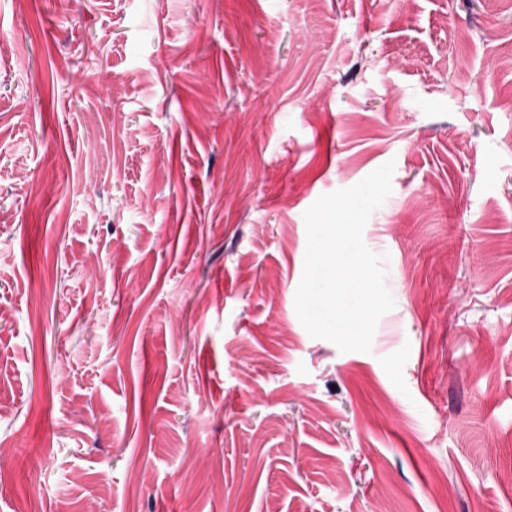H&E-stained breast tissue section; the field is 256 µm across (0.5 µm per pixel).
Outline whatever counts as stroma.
Returning a JSON list of instances; mask_svg holds the SVG:
<instances>
[{
    "label": "stroma",
    "mask_w": 512,
    "mask_h": 512,
    "mask_svg": "<svg viewBox=\"0 0 512 512\" xmlns=\"http://www.w3.org/2000/svg\"><path fill=\"white\" fill-rule=\"evenodd\" d=\"M511 93L512 0H0V512H512Z\"/></svg>",
    "instance_id": "1"
}]
</instances>
